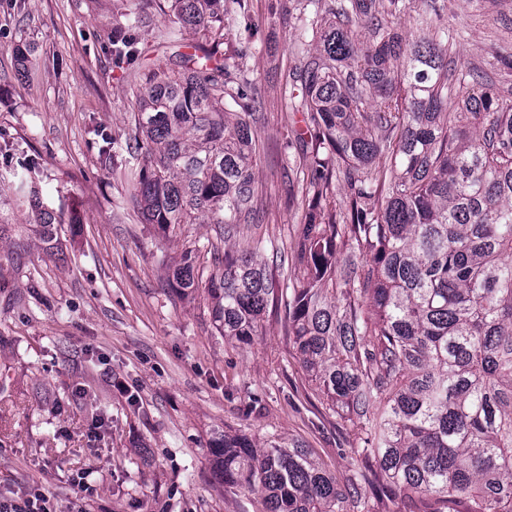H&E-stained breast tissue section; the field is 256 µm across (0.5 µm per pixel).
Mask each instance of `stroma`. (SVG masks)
I'll use <instances>...</instances> for the list:
<instances>
[{"label": "stroma", "mask_w": 512, "mask_h": 512, "mask_svg": "<svg viewBox=\"0 0 512 512\" xmlns=\"http://www.w3.org/2000/svg\"><path fill=\"white\" fill-rule=\"evenodd\" d=\"M248 0L224 29V51L258 31L244 71L266 108L256 176L265 187L261 259L280 283L295 274L290 247L304 221L301 152L283 150L303 115L284 103L306 34L307 0ZM454 78L488 74L512 91V0H445ZM153 0H0V501L48 491L51 512H262L259 494L222 483L209 447L232 431L262 442L300 441L345 475L360 433L331 411L288 344L278 307L249 344L214 327L207 294L167 281L185 249L211 267V224L162 233L128 201L126 150L139 73L178 68L195 53ZM57 219L52 242L19 192L27 164ZM85 475L92 490L70 482Z\"/></svg>", "instance_id": "stroma-1"}]
</instances>
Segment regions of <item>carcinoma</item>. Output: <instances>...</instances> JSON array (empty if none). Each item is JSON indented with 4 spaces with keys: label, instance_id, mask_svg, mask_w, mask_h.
<instances>
[{
    "label": "carcinoma",
    "instance_id": "1",
    "mask_svg": "<svg viewBox=\"0 0 512 512\" xmlns=\"http://www.w3.org/2000/svg\"><path fill=\"white\" fill-rule=\"evenodd\" d=\"M311 3L288 90L305 131L284 137L310 168L288 343L408 512H512V96L476 80L448 108L438 0ZM243 7L163 0V37L201 43L180 70L142 74L126 146L143 159L128 186L145 223L216 224L224 240L208 276L185 251L169 286H205L220 334L249 343L279 298L262 241L234 243L263 198L260 101L221 51ZM411 9L427 35L399 32ZM20 189L52 240L33 171ZM210 452L219 478L258 491L264 512H373L364 468L341 480L297 440L226 431Z\"/></svg>",
    "mask_w": 512,
    "mask_h": 512
}]
</instances>
